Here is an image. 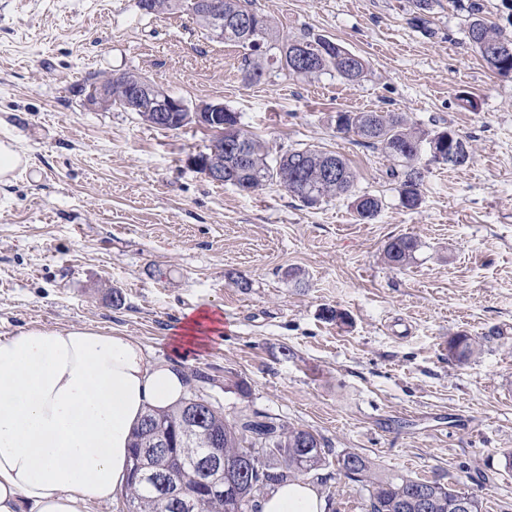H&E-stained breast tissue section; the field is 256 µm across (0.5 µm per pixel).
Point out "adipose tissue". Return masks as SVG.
Instances as JSON below:
<instances>
[{
  "mask_svg": "<svg viewBox=\"0 0 512 512\" xmlns=\"http://www.w3.org/2000/svg\"><path fill=\"white\" fill-rule=\"evenodd\" d=\"M180 368L130 337L31 326L0 338V512H94L126 481L127 444L146 407L176 404ZM259 512H324L308 480L275 487Z\"/></svg>",
  "mask_w": 512,
  "mask_h": 512,
  "instance_id": "adipose-tissue-1",
  "label": "adipose tissue"
}]
</instances>
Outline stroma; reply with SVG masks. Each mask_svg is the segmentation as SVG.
Listing matches in <instances>:
<instances>
[{
  "label": "stroma",
  "mask_w": 512,
  "mask_h": 512,
  "mask_svg": "<svg viewBox=\"0 0 512 512\" xmlns=\"http://www.w3.org/2000/svg\"><path fill=\"white\" fill-rule=\"evenodd\" d=\"M469 3L251 0L280 40L331 37L367 73L248 84L241 49L186 15L146 16L136 0H0V141L30 159L0 184V336L39 325L131 337L149 360L205 375L199 389L228 422L273 416L380 476L438 478L483 512H512V79L469 43ZM128 69L188 103L222 101L271 154L342 155L381 211L363 223L347 197L307 208L276 183L246 193L210 181L188 163L209 129L87 105L88 78ZM364 111L455 129L470 158L428 163L422 203L406 209L390 161L336 130L337 113ZM402 235L420 248L396 270L383 251ZM201 309L227 329L176 355L180 324ZM460 332L480 341L463 364L445 348ZM328 473L319 491L337 512H370L364 486Z\"/></svg>",
  "instance_id": "1"
}]
</instances>
